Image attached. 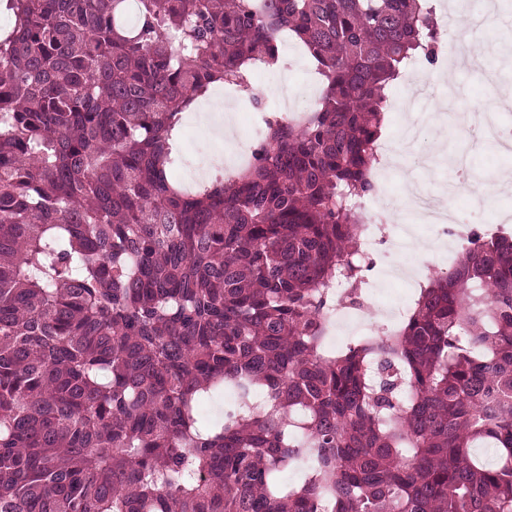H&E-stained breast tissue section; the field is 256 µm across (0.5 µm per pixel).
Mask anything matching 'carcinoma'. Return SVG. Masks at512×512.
<instances>
[{"instance_id":"1","label":"carcinoma","mask_w":512,"mask_h":512,"mask_svg":"<svg viewBox=\"0 0 512 512\" xmlns=\"http://www.w3.org/2000/svg\"><path fill=\"white\" fill-rule=\"evenodd\" d=\"M7 9L0 512H512V235L473 230L400 326L324 344L328 309L362 305L386 89L438 61L432 0ZM286 32L320 98L177 187L179 115Z\"/></svg>"}]
</instances>
